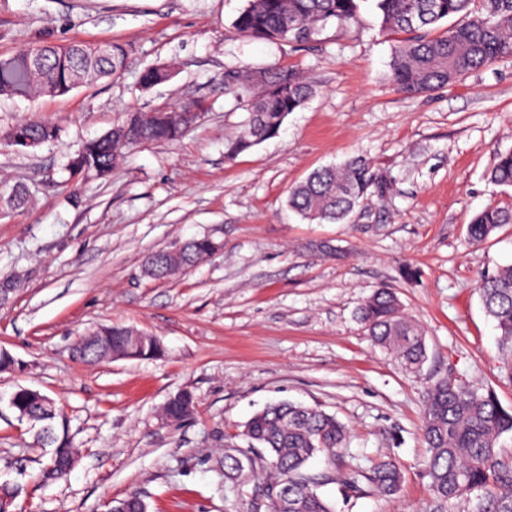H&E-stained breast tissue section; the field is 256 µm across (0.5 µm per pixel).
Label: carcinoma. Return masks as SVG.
I'll list each match as a JSON object with an SVG mask.
<instances>
[{
  "mask_svg": "<svg viewBox=\"0 0 512 512\" xmlns=\"http://www.w3.org/2000/svg\"><path fill=\"white\" fill-rule=\"evenodd\" d=\"M362 2L248 0L234 28L245 36L302 43L330 20L340 27L358 21ZM375 6L383 31L412 33L397 41L391 53L390 80L401 90L434 91L512 57V0H375ZM455 16L461 21L443 26ZM36 53L41 56V68L32 74L29 61ZM126 60L127 50L118 43H108L104 57L91 55L84 44H35L0 56V96H65L84 80L120 75ZM171 76L172 65L161 64L145 70L141 82L149 88ZM224 84L249 112L244 129L228 144L230 156L276 136L286 117L304 107L315 93L314 86L291 68L231 69L224 73ZM202 110L196 101L138 111L133 127L122 119L70 159L72 189L90 176L109 178L126 149L182 138ZM59 132L57 124L32 117L17 122L0 138L29 150L31 143L40 147L55 140ZM488 179L512 187V150L497 155ZM380 192L382 186L370 162L355 157L340 166L314 170L289 190L287 204L310 223L341 224L368 196ZM505 224H512V208L489 205L468 225V239L483 241ZM220 248V242L211 237L190 238L173 254L163 250L151 254L146 273L154 280H166ZM478 290L502 343L512 347V264L480 275ZM358 316L374 346L398 359L406 371L420 370L427 355L424 333L404 314L393 289H377L360 305ZM127 331V326L116 323L82 337L80 360H103L107 349L124 344ZM159 351V343L149 336L131 350L130 357L146 358ZM9 407L19 420L40 425L37 442L51 448L41 481L64 479L76 458L62 410L48 396L25 387L11 394ZM194 409L192 393L181 391L165 403L162 417L181 422ZM245 427L247 447L232 445L224 451V481L239 489L253 485L250 512H333L318 493L325 475L309 473L306 465L318 453L334 455L344 447L348 431L343 423L319 407L280 402L253 414ZM421 431L427 448L425 473L433 495L429 512H448L455 502L470 497L475 500L472 512H512V456L501 444L503 435L512 433V409L502 407L492 393H481L446 375L426 387ZM401 483V470L391 457L356 467L343 480L350 498L366 493L393 498Z\"/></svg>",
  "mask_w": 512,
  "mask_h": 512,
  "instance_id": "obj_1",
  "label": "carcinoma"
}]
</instances>
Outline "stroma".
<instances>
[{"mask_svg": "<svg viewBox=\"0 0 512 512\" xmlns=\"http://www.w3.org/2000/svg\"><path fill=\"white\" fill-rule=\"evenodd\" d=\"M248 0H0V55L44 40L118 42L122 73L61 97H0V131L36 116L58 123L53 143L20 151L0 142V277L20 292L0 305V349L22 370L0 373V484L18 489L14 512H106L141 496L148 512H248L224 484L225 443L265 405L294 401L334 414L349 431L343 475L396 456L397 497L346 498L320 487L335 512H423L424 391L442 375L465 380L512 409V351L502 347L478 293L481 273L512 263V226L470 242L488 205L512 207V187L487 174L512 149V58L432 93L389 78L397 36L372 0L345 30L327 24L297 46L237 34ZM174 66L144 88V69ZM247 66L300 71L316 93L278 135L235 157L227 143L247 114L224 72ZM200 101L181 140L127 151L109 179L69 183L67 162L124 113ZM360 156L384 192L344 224L302 221L288 191L321 166ZM23 190L31 207L17 208ZM209 236L223 247L172 279L147 276L152 252ZM396 291L424 331L428 359L413 375L374 347L357 310L375 289ZM120 322L154 336L157 356L87 365L74 344ZM28 387L67 414L77 462L45 486L48 449L8 406ZM196 408L178 423L161 408L180 391Z\"/></svg>", "mask_w": 512, "mask_h": 512, "instance_id": "stroma-1", "label": "stroma"}]
</instances>
